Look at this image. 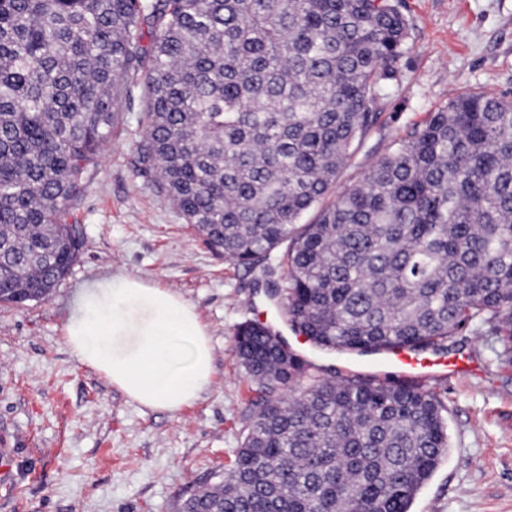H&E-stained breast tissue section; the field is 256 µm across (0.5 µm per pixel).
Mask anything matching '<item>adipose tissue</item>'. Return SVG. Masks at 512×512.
<instances>
[{"label":"adipose tissue","mask_w":512,"mask_h":512,"mask_svg":"<svg viewBox=\"0 0 512 512\" xmlns=\"http://www.w3.org/2000/svg\"><path fill=\"white\" fill-rule=\"evenodd\" d=\"M63 333L79 363L140 407L175 413L213 384V347L195 306L141 278L118 274L84 284Z\"/></svg>","instance_id":"ef3b65f1"}]
</instances>
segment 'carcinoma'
<instances>
[{"label": "carcinoma", "mask_w": 512, "mask_h": 512, "mask_svg": "<svg viewBox=\"0 0 512 512\" xmlns=\"http://www.w3.org/2000/svg\"><path fill=\"white\" fill-rule=\"evenodd\" d=\"M402 0H0V301L46 300L139 81L135 166L224 259L260 268L322 351L442 346L470 325L512 364V100L426 114L310 224L380 118ZM251 402L224 477L180 512H410L448 452L419 384L327 379L239 324Z\"/></svg>", "instance_id": "1"}]
</instances>
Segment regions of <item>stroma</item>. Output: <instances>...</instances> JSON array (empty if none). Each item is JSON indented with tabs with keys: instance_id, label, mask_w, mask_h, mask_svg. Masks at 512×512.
I'll return each instance as SVG.
<instances>
[{
	"instance_id": "stroma-1",
	"label": "stroma",
	"mask_w": 512,
	"mask_h": 512,
	"mask_svg": "<svg viewBox=\"0 0 512 512\" xmlns=\"http://www.w3.org/2000/svg\"><path fill=\"white\" fill-rule=\"evenodd\" d=\"M411 29L378 125L340 171L337 190L362 182L372 164L427 112L465 91L512 98V0H403ZM142 128L125 113L74 213L84 243L49 299L0 302V434L14 444L13 478L0 512H178L233 459L252 396L233 352L247 320L296 334L258 287V270L210 250L153 176L134 166ZM128 274L195 305L214 349V383L180 412L138 407L77 362L62 328L75 288ZM496 337L472 328L447 343L473 372L428 381L445 405L448 454L410 512H512V365ZM324 378L385 380L374 357L302 348Z\"/></svg>"
}]
</instances>
